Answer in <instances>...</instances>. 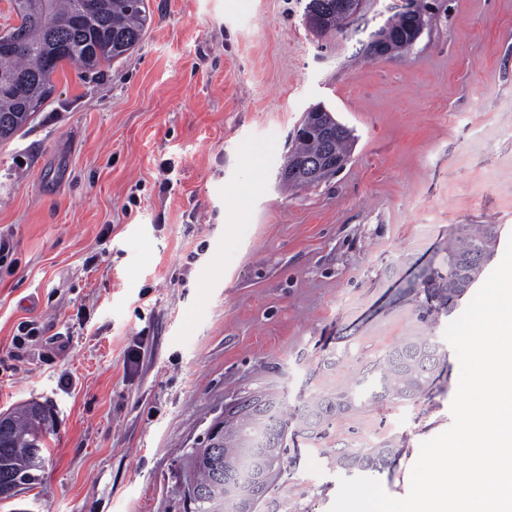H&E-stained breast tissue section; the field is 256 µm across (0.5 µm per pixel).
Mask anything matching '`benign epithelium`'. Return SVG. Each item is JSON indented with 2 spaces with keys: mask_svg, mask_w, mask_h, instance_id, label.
Segmentation results:
<instances>
[{
  "mask_svg": "<svg viewBox=\"0 0 512 512\" xmlns=\"http://www.w3.org/2000/svg\"><path fill=\"white\" fill-rule=\"evenodd\" d=\"M364 0H336V26H331L320 13L316 5H311V24L313 30L321 35L344 31L358 16L363 8ZM424 26H408L404 30H396L388 23L383 30L367 46L371 59L382 58L397 50L413 47L423 32ZM349 134V129L339 122L320 119L316 112H306L298 128L302 137L318 138L324 150L315 158V167L329 172L340 171L346 157L331 150L333 141ZM479 271V263L468 260L458 276L448 282L454 292L467 288L469 280ZM251 409L261 418L264 435L248 437L249 449L244 458H236L224 469V473L215 476L213 482L201 487L192 476H187L185 495L193 505H205L208 512H257L259 503L268 493L274 482L282 475L283 467L271 456V448L280 444L285 436L284 427L275 411L271 400L257 399L249 402Z\"/></svg>",
  "mask_w": 512,
  "mask_h": 512,
  "instance_id": "benign-epithelium-1",
  "label": "benign epithelium"
}]
</instances>
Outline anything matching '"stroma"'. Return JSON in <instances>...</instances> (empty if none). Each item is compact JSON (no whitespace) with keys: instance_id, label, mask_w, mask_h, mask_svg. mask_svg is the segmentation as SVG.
<instances>
[{"instance_id":"35a3bbf8","label":"stroma","mask_w":512,"mask_h":512,"mask_svg":"<svg viewBox=\"0 0 512 512\" xmlns=\"http://www.w3.org/2000/svg\"><path fill=\"white\" fill-rule=\"evenodd\" d=\"M306 2L148 0L137 49L63 65L0 140V413L36 399L58 419L39 481L0 512H186L189 448L254 395L288 420L259 512H329L337 457L371 448L395 449L371 476L403 497L451 426L444 331L469 298L424 311L420 274L491 224L488 277L512 237V0H431L415 45L380 59L362 49L400 0L327 38ZM316 105L350 154L291 189L278 172ZM421 336L443 350L425 394L306 418Z\"/></svg>"}]
</instances>
